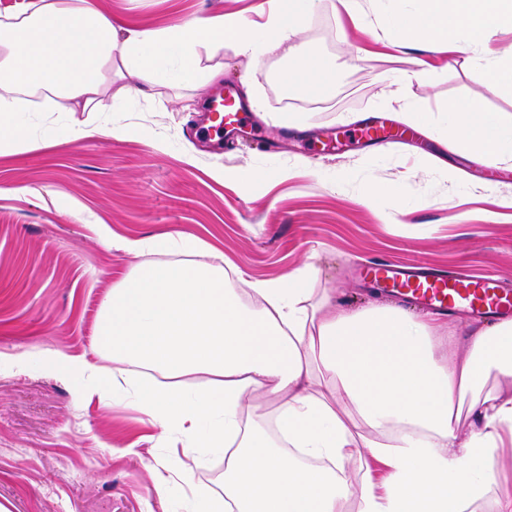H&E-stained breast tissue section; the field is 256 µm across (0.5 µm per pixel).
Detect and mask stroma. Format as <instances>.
Returning <instances> with one entry per match:
<instances>
[{"mask_svg": "<svg viewBox=\"0 0 512 512\" xmlns=\"http://www.w3.org/2000/svg\"><path fill=\"white\" fill-rule=\"evenodd\" d=\"M124 29L172 26L195 16L254 15L266 0H89ZM388 31L369 37L340 30L330 10L309 16L288 46L259 61L233 46L201 53L202 66L223 69L219 82L165 84L137 92L122 64L113 88L127 93L108 112H50L31 100L29 130L50 136L33 153L0 154V354L33 353L27 370L0 369V504L8 512H191L181 488L159 493L155 460L174 456L158 428L125 400L79 401L77 378L57 375L52 356L104 367L95 329L113 284L138 259L104 247L92 232L116 236L164 233L199 238L223 253L247 279L275 281L313 266L316 285L332 288L345 306L384 302L413 307L367 276L372 263L424 262L512 289V170L451 152L443 135L406 134L378 145L362 138L368 119L389 120L385 97L397 92L417 111L441 121L450 100L474 96L486 111L512 118V91L489 82L458 55L428 83L412 75L405 54L389 47ZM323 59L332 91L309 97L285 91L282 71L300 58ZM235 86L263 124L268 141L249 140L229 155L200 144L191 132L215 85ZM298 112L302 123L277 117ZM91 121L102 135L74 130ZM131 124L128 139L117 127ZM163 138L165 151L153 147ZM195 163H186L185 151ZM290 178L272 176L273 166ZM247 168L260 179L219 181L213 169ZM402 189L400 223L385 224L365 201L371 181ZM484 184L473 194L470 183Z\"/></svg>", "mask_w": 512, "mask_h": 512, "instance_id": "stroma-1", "label": "stroma"}]
</instances>
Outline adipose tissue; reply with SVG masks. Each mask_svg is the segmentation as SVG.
I'll return each mask as SVG.
<instances>
[{
  "instance_id": "adipose-tissue-1",
  "label": "adipose tissue",
  "mask_w": 512,
  "mask_h": 512,
  "mask_svg": "<svg viewBox=\"0 0 512 512\" xmlns=\"http://www.w3.org/2000/svg\"><path fill=\"white\" fill-rule=\"evenodd\" d=\"M318 0H272L267 20L237 14L193 17L158 30L120 35L85 4L41 0L0 21V150L36 151L43 138L21 121L22 94L46 91L58 112H105L110 71L120 59L141 85L177 77L191 84L219 78L202 71L199 47L236 46L260 59L303 30ZM389 24L399 46L430 81L433 54L467 53L492 82L512 91V53L492 55L487 41L512 33V0H410ZM334 75L317 57L300 60L288 85L313 96ZM447 139L458 155L512 169V122L485 112L473 97L449 102ZM98 240L142 256L185 252V261L144 263L113 285L97 325L112 371L75 358L61 373L83 379L75 396L107 389L135 398L138 375L153 378L140 409L180 443L186 464L153 469L158 488L194 492L196 512H512V473L498 465L512 449V320L476 330L466 353L449 359L455 336L444 321L392 304L353 310L329 289L312 286L307 267L275 282L231 283L224 257L199 240L163 234ZM209 388L184 392L186 377ZM275 403L273 427L252 403ZM223 449V496L198 491L192 460ZM364 455L358 492L345 468Z\"/></svg>"
}]
</instances>
